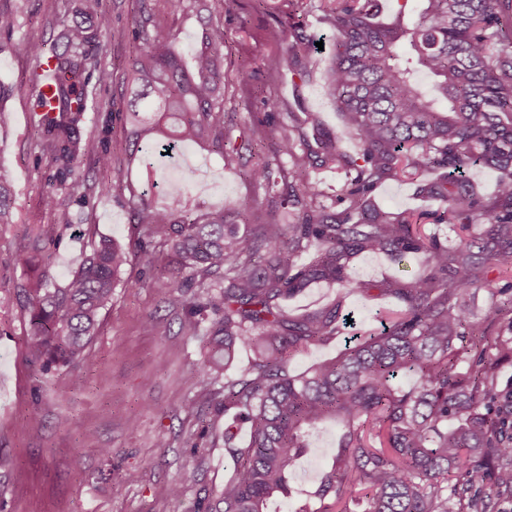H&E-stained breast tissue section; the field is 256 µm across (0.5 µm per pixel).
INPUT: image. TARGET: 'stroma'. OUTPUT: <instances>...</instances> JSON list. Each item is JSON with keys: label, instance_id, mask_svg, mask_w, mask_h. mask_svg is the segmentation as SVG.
<instances>
[{"label": "stroma", "instance_id": "stroma-1", "mask_svg": "<svg viewBox=\"0 0 512 512\" xmlns=\"http://www.w3.org/2000/svg\"><path fill=\"white\" fill-rule=\"evenodd\" d=\"M153 22L169 28L183 54L200 48L210 25L224 27V109L237 123L267 118L288 124L315 120L328 131L339 130L342 118L322 91L325 71L336 46V34L309 8L291 13L288 0H240L224 12L212 4L201 12H171L166 0H149ZM80 0H0V11L16 18L13 34H0V84L9 89L0 99L6 120L0 124V173L8 178L13 201L11 221L0 224V455L15 466L0 470V512H195L234 477L238 463L224 451V418L209 402L211 384L201 371L202 338L183 336L179 309L168 302L162 284L184 282L186 296L194 286L186 273L170 263L169 248L157 243L151 257L134 252L122 270L112 302L103 310L91 361L79 366V378L59 393L55 377L29 363V326L19 291L27 284L30 264H38L49 287L64 286L77 269L79 256L107 237L133 246L144 238L126 201L101 194L107 175L90 159H82L78 184L57 190L71 224L62 230L43 197L55 167L43 153L40 135L27 115L33 110L28 93L34 62L16 54L15 39L26 38L52 49L55 23L73 17ZM139 0H102L94 20L105 32L89 54L97 68L88 93L112 104L111 111L89 110L85 131L106 133L115 171L140 191H151L157 204L182 195L194 215L224 209L250 199L263 203L262 189L239 175L214 147L186 144L174 156L143 148L133 164L123 113L131 96L127 55L132 48ZM303 23L322 40L323 50L304 57L306 78L266 77L268 63L288 46V29ZM255 77L242 92L236 77L243 63ZM193 168L191 181L181 178ZM378 203L394 211L433 212L440 204L417 196L412 182L390 180L376 191ZM352 313L354 332L377 329L390 302L373 293L337 300L336 290L316 284L289 298L284 309L295 317L333 302ZM154 318L156 329L142 324ZM198 410H183L186 399ZM137 430H129V420ZM341 431L325 424L315 434L291 475L293 488L312 491L330 463ZM183 480L179 499L160 495L161 486Z\"/></svg>", "mask_w": 512, "mask_h": 512}]
</instances>
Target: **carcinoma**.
<instances>
[{
    "mask_svg": "<svg viewBox=\"0 0 512 512\" xmlns=\"http://www.w3.org/2000/svg\"><path fill=\"white\" fill-rule=\"evenodd\" d=\"M372 0H329L321 19L336 32V51L322 89L343 119V133L361 151H339L338 133L312 124L256 125L248 144L271 143L272 153L243 160L224 112V27L211 26L206 44L185 62L166 27L136 21L141 43L129 56L136 88L125 114L128 140L173 151L209 141L240 173L263 189L266 209L241 202L192 218L182 200L163 206L136 193L118 175L106 189L128 198L134 221L147 235L136 244L144 257L154 242L169 245L179 271L196 283L189 299L169 282V303L184 310L180 327L203 336L202 371L224 422V450L240 463L204 512H268V503L291 494L289 476L307 449V437L326 421L343 428L342 442L323 473L318 495L331 500L321 512H501L512 502V388L500 383L512 362V278L496 289L507 297L493 315L476 320L470 291L512 275V0H425L419 22L375 20ZM100 32L62 22L51 67L34 70L31 94L42 149L65 180L81 178L85 157L112 168L106 141L83 135L89 80L86 47ZM314 48L304 31L293 35L271 73L301 74V54ZM13 51L39 61L40 45L17 40ZM433 80L423 88L418 73ZM329 165L346 172L338 211L323 200L311 177ZM496 175L492 195L469 179L474 167ZM438 171L435 180L427 173ZM413 176L421 195L438 200L437 215L464 233L448 247L427 234L421 216L372 203L387 179ZM7 180L0 175V224L10 215ZM45 206L59 226L70 225L49 190ZM289 208L293 223L282 224ZM246 230H240V225ZM316 249L307 264L299 256ZM395 264L423 258L422 271L386 283L379 295L396 301L377 334L357 339L336 358L303 374L289 370L290 354L342 333L338 305L298 318L282 302L325 283L346 295L370 284L351 273L361 254ZM129 251L103 241L78 260L63 288L36 280L24 289L30 362L48 374L92 356L100 314ZM253 352L238 377H224L237 352ZM251 427L248 447L237 446L235 422Z\"/></svg>",
    "mask_w": 512,
    "mask_h": 512,
    "instance_id": "1",
    "label": "carcinoma"
}]
</instances>
